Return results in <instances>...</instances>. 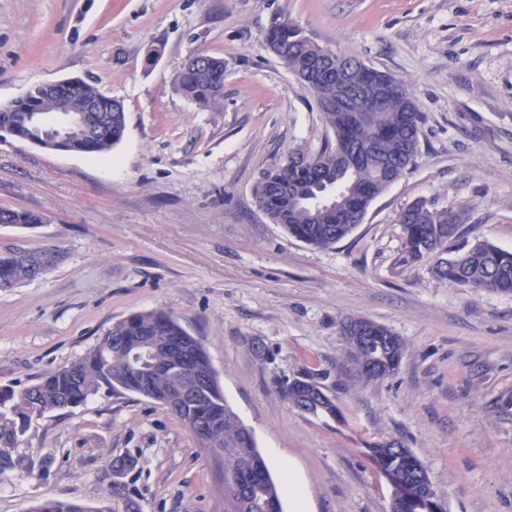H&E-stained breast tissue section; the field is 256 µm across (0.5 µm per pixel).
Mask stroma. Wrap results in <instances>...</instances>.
Returning <instances> with one entry per match:
<instances>
[{"mask_svg": "<svg viewBox=\"0 0 512 512\" xmlns=\"http://www.w3.org/2000/svg\"><path fill=\"white\" fill-rule=\"evenodd\" d=\"M315 43L406 82L427 116L421 155L334 246L307 245L260 210L255 182L327 135L313 95L270 51L277 18ZM163 52L146 64L147 48ZM226 67L224 99L179 91L184 61ZM82 79L127 115L111 163L0 138V248L59 261L0 290V384L26 386L84 355L131 312L161 308L206 349L226 401L279 486L304 507L390 512L368 444L401 440L427 465L444 512H512V295L395 272L399 214L426 200L460 214L462 238L512 250V0H0V106L36 84ZM375 321L406 350L383 379L352 376L341 326ZM314 376L341 420L302 413L279 375ZM134 468L115 479L116 460ZM0 473V512L54 498L114 512H224L210 453L175 415L99 393L33 419ZM43 221V215L32 210L0 208V224L33 226L35 224H42Z\"/></svg>", "mask_w": 512, "mask_h": 512, "instance_id": "stroma-1", "label": "stroma"}]
</instances>
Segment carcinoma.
Segmentation results:
<instances>
[{"label": "carcinoma", "instance_id": "cac0c4a2", "mask_svg": "<svg viewBox=\"0 0 512 512\" xmlns=\"http://www.w3.org/2000/svg\"><path fill=\"white\" fill-rule=\"evenodd\" d=\"M269 46L291 73L308 67L321 47L304 31L288 20H275L266 34ZM177 83L190 100L213 106L223 98L224 59L196 54L182 65ZM316 99L326 127L334 140L326 141L316 154L301 150L289 153L287 160L262 171L254 185V195L268 219L283 227L292 237L314 247L329 248L349 236L354 224L337 221L338 209L367 213L371 204L388 188L385 177L397 181L415 164L420 155V132L426 121L413 98L402 94L388 97L372 124L352 125L347 113L327 108L324 102L334 95L327 78L314 77L303 84ZM95 100L100 111L95 113L98 133L91 148H85L83 133L76 132L66 141L44 137L33 126L32 111L55 112L74 107L82 101ZM126 113L121 101L103 94L96 86L75 81L66 94L52 96L37 85L27 93L0 108V132L27 141L49 151L99 154L108 156L124 138ZM370 145L364 165L347 171L338 159L355 143ZM425 207L421 222L409 223L412 209ZM44 221L42 214L28 209L0 208V224L33 226ZM403 228L402 247L393 258V268L402 272L426 259L433 260L431 272L450 285L476 291L512 294V251L486 242L459 246L461 218L448 211H438L417 200L400 213ZM56 256L45 250L8 247L0 250V289L6 290L45 272ZM185 337L188 355L196 358L202 373L211 370L203 359L201 342L189 335L180 319L163 309L133 312L112 324L101 340L74 362L51 370L37 383L23 389L0 385V472L12 468L10 450L17 447L35 416L73 407L104 390L108 393L142 395L138 371L129 356L119 347L139 336H153L161 341L166 336ZM348 357L360 378H385L398 369L404 353L402 339L387 327L367 321V332L346 339ZM382 345L381 358L390 366L386 373H374L372 355ZM165 368L151 379V390L158 395H173L185 389L187 373L169 363L166 352L153 356ZM281 396L295 404L318 385L310 376H279L275 380ZM308 414L334 419L339 414L336 398L330 397L307 407ZM175 416L195 438L219 461L224 473V512H283L280 491L268 463L257 448L253 432L224 399L219 381L209 393ZM377 463L393 462L398 450L409 454L407 475L415 480L429 477L424 462L401 441H377L369 445ZM27 512H99L73 502L45 499L30 506Z\"/></svg>", "mask_w": 512, "mask_h": 512}]
</instances>
